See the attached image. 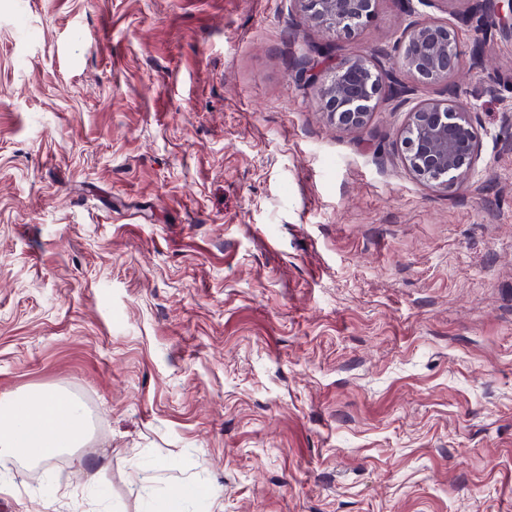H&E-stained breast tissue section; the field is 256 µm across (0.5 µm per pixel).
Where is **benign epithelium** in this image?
<instances>
[{
  "instance_id": "benign-epithelium-1",
  "label": "benign epithelium",
  "mask_w": 512,
  "mask_h": 512,
  "mask_svg": "<svg viewBox=\"0 0 512 512\" xmlns=\"http://www.w3.org/2000/svg\"><path fill=\"white\" fill-rule=\"evenodd\" d=\"M306 24L333 35L349 34L376 10L379 0H294ZM456 23L413 20L403 29L391 52L373 51L322 62L326 50L318 45L304 56L295 79L317 88V104L329 122L346 130L363 128L381 102L397 112L412 89L403 80L412 76L441 83L463 67L458 26L477 35L468 68L487 69L490 42L512 39V0H465ZM402 159L420 183L449 189L467 183L481 159L476 111L452 92L443 99H425L406 111L398 132Z\"/></svg>"
}]
</instances>
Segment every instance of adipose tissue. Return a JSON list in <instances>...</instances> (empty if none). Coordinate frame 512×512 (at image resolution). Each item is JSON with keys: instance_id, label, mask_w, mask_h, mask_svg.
<instances>
[{"instance_id": "adipose-tissue-1", "label": "adipose tissue", "mask_w": 512, "mask_h": 512, "mask_svg": "<svg viewBox=\"0 0 512 512\" xmlns=\"http://www.w3.org/2000/svg\"><path fill=\"white\" fill-rule=\"evenodd\" d=\"M89 426L81 406L56 391L0 396V457L49 464L84 447Z\"/></svg>"}]
</instances>
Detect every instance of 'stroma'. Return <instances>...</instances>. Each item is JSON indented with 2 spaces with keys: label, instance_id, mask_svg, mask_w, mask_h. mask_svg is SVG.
<instances>
[{
  "label": "stroma",
  "instance_id": "stroma-1",
  "mask_svg": "<svg viewBox=\"0 0 512 512\" xmlns=\"http://www.w3.org/2000/svg\"><path fill=\"white\" fill-rule=\"evenodd\" d=\"M413 8L0 0V394L91 426L0 512H512V43L415 85L477 110L448 190L292 75L462 5ZM380 0H294L306 24L329 34H350L376 10Z\"/></svg>",
  "mask_w": 512,
  "mask_h": 512
}]
</instances>
